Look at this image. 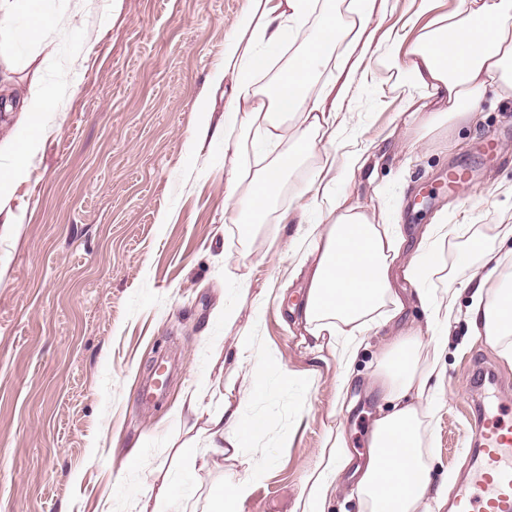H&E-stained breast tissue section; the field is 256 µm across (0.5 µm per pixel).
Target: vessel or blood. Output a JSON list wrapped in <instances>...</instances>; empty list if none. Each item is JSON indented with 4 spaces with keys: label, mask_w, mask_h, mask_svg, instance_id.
Listing matches in <instances>:
<instances>
[{
    "label": "vessel or blood",
    "mask_w": 512,
    "mask_h": 512,
    "mask_svg": "<svg viewBox=\"0 0 512 512\" xmlns=\"http://www.w3.org/2000/svg\"><path fill=\"white\" fill-rule=\"evenodd\" d=\"M469 438L471 472L454 512H512V405L480 402Z\"/></svg>",
    "instance_id": "obj_1"
}]
</instances>
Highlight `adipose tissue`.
<instances>
[{
	"mask_svg": "<svg viewBox=\"0 0 512 512\" xmlns=\"http://www.w3.org/2000/svg\"><path fill=\"white\" fill-rule=\"evenodd\" d=\"M439 2L414 0V13L379 43L376 25L392 10L391 0H249L224 43V76L233 89L224 127L233 130L244 121L255 131L252 166H232L224 186V202L237 207L243 236H251L266 216L292 156L320 155L308 201L282 209L278 221L294 225L291 241L308 267L304 299L290 312L312 338V353L327 345L334 350L337 410L346 406L368 333L388 326L404 310L396 275L413 285L415 302L434 334L433 358L424 364L415 357L414 332L396 335L375 373L387 407L372 422L366 454L355 458L344 427H337L307 472L291 512H328L342 491L358 496L365 512H440L446 486L436 483L426 460L421 417L424 398L444 380L443 357L462 293L470 295L464 311L471 335L501 347L512 365L507 345L512 271L498 272L501 256L490 246L491 238H512L511 226H498L489 237L443 216L405 261L403 239L394 227L378 223L369 208L347 203L332 189L337 173L350 176L364 167L360 154L337 157L335 144L345 106L359 92L366 71L392 80L404 96L409 123L424 131L444 123L455 129L469 125L489 88L512 98V0H449L444 10ZM295 42L300 52L277 72L272 86L260 85L257 76L268 67L267 51ZM56 99L53 91L26 95L9 72L0 71L5 112L30 117L51 112ZM285 141L292 155L279 153ZM450 240L460 241L484 267L439 295L430 286L441 271L435 256ZM236 349L254 366L255 392L292 380L291 371L251 332H242ZM257 428L227 403L209 414L203 447L182 449L199 469L233 461L245 471V478L214 489V512H242L253 486L265 479L268 460L241 452L244 437Z\"/></svg>",
	"mask_w": 512,
	"mask_h": 512,
	"instance_id": "obj_1",
	"label": "adipose tissue"
}]
</instances>
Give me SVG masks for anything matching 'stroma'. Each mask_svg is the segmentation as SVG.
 <instances>
[{
  "mask_svg": "<svg viewBox=\"0 0 512 512\" xmlns=\"http://www.w3.org/2000/svg\"><path fill=\"white\" fill-rule=\"evenodd\" d=\"M40 2L54 24L34 36L17 19L0 56L22 91L70 95L38 117L47 133L35 157L0 192L13 218L0 223V512H137L166 473L186 512H211L212 488L242 469L193 472L178 454L194 423L179 400L202 382L204 408L229 399L266 423L243 441L244 456L272 462L243 512H290L336 425L364 452L380 395L356 380L350 410L335 416V359H313L289 311L304 284L288 278L290 232L277 212L303 194L316 156L291 166L246 239L224 206L230 167L250 159L245 138L193 141L200 102L212 128L224 126L232 86L214 77L248 0ZM348 112L345 138L375 168L336 189L400 224L404 257L443 211L481 232L512 225L511 98L469 128L423 136L379 77ZM487 134L499 159L479 155ZM458 165L473 177L452 193ZM226 306L237 313L230 326L216 315ZM246 328L295 372L288 386L249 394L251 365L234 350ZM475 357L512 392V365L458 320L425 431L436 470L455 478L452 495L470 464L465 372Z\"/></svg>",
  "mask_w": 512,
  "mask_h": 512,
  "instance_id": "35a3bbf8",
  "label": "stroma"
}]
</instances>
